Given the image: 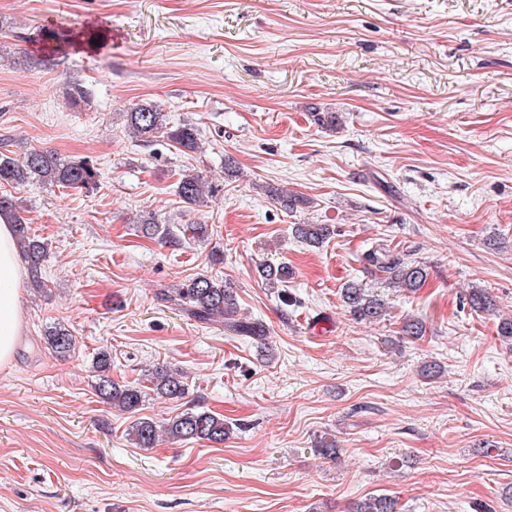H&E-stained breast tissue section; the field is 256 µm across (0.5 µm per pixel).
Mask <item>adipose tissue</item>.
Returning a JSON list of instances; mask_svg holds the SVG:
<instances>
[{
	"label": "adipose tissue",
	"mask_w": 512,
	"mask_h": 512,
	"mask_svg": "<svg viewBox=\"0 0 512 512\" xmlns=\"http://www.w3.org/2000/svg\"><path fill=\"white\" fill-rule=\"evenodd\" d=\"M22 260L12 227L0 219V364L14 352L21 329Z\"/></svg>",
	"instance_id": "adipose-tissue-1"
}]
</instances>
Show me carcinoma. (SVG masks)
<instances>
[{"instance_id":"1","label":"carcinoma","mask_w":512,"mask_h":512,"mask_svg":"<svg viewBox=\"0 0 512 512\" xmlns=\"http://www.w3.org/2000/svg\"><path fill=\"white\" fill-rule=\"evenodd\" d=\"M127 132L139 142L150 143L163 137L180 151L194 153L199 149L200 137L197 127L181 121L171 124L168 113L151 102L136 103L124 112ZM98 171L86 160H65L48 150L31 148L23 155L9 149L8 139H0V185L39 183L41 185L84 189L88 192L97 188ZM214 187L204 182L198 175H186L177 183L176 193L182 202L189 206H201ZM267 193L280 206L281 210L292 213L306 207L310 201L293 190L269 187ZM23 205L16 200L0 197V218L13 225L16 245L28 262L30 282L36 288L45 287L42 280V262L47 246L29 232V224L21 216ZM139 231L146 238L173 240L170 228L158 223L155 215L149 213L139 221ZM294 233L310 246L323 244L333 234L329 224H296ZM368 265L386 275L384 282L389 288L413 290L426 280L424 267L384 246L370 249L365 254ZM261 276L267 286L284 288L291 272L286 265L264 264L260 267ZM164 300L172 302L190 319L200 324H222L231 333L256 340L267 336V328L262 321L238 316V303L232 288L209 276H197L167 289ZM342 301L354 320L376 322L387 312L384 300L369 293L362 285L351 282L341 288ZM467 304L476 312L492 310L493 300L486 290L473 288L466 297ZM45 342L60 356L69 354L74 346V336L62 327L48 329ZM99 373L97 393L109 405L134 417L127 429L129 440L138 448H152L159 440V432H164L178 441H207L224 443L231 427L224 416L209 409L188 408L169 418L163 424L149 417H139L145 398L153 394L160 398L178 400L186 395L183 376L166 367L147 370L143 383L120 384L109 376L111 359L109 353L102 352L96 360ZM359 512H395V503L386 497L371 498L364 502Z\"/></svg>"}]
</instances>
